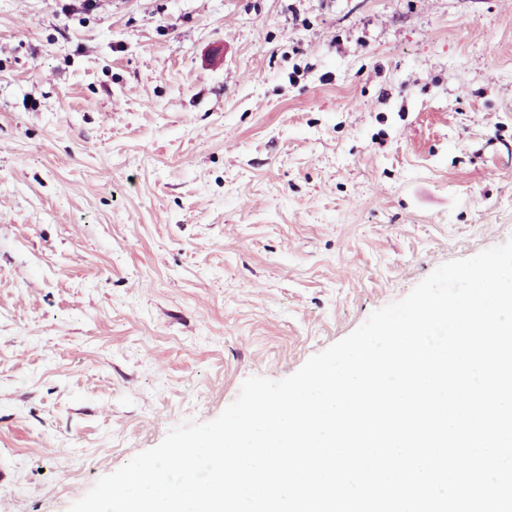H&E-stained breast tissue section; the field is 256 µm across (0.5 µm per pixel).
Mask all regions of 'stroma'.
<instances>
[{
  "instance_id": "stroma-1",
  "label": "stroma",
  "mask_w": 512,
  "mask_h": 512,
  "mask_svg": "<svg viewBox=\"0 0 512 512\" xmlns=\"http://www.w3.org/2000/svg\"><path fill=\"white\" fill-rule=\"evenodd\" d=\"M511 237L512 0H0V512Z\"/></svg>"
}]
</instances>
